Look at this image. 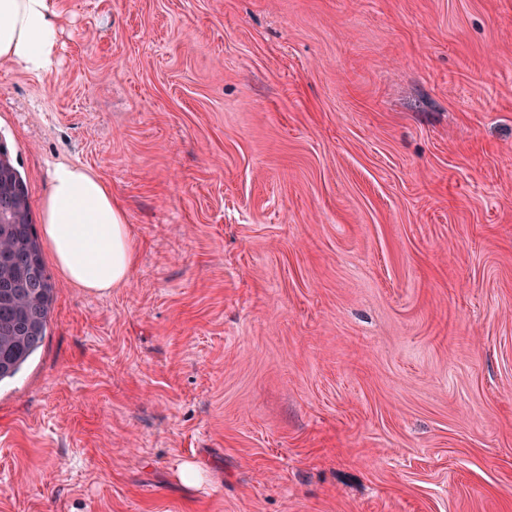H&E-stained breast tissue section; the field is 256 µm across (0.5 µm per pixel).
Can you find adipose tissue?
I'll return each mask as SVG.
<instances>
[{
	"mask_svg": "<svg viewBox=\"0 0 512 512\" xmlns=\"http://www.w3.org/2000/svg\"><path fill=\"white\" fill-rule=\"evenodd\" d=\"M58 0H0V65L35 76L52 72ZM41 204L42 234L63 280L106 296L129 277L136 247L122 207L90 168L53 164Z\"/></svg>",
	"mask_w": 512,
	"mask_h": 512,
	"instance_id": "ef3b65f1",
	"label": "adipose tissue"
}]
</instances>
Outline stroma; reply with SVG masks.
<instances>
[{
	"label": "stroma",
	"mask_w": 512,
	"mask_h": 512,
	"mask_svg": "<svg viewBox=\"0 0 512 512\" xmlns=\"http://www.w3.org/2000/svg\"><path fill=\"white\" fill-rule=\"evenodd\" d=\"M56 24L52 74L0 65V139L32 210L51 163L98 174L137 259L54 275L0 512H512V0Z\"/></svg>",
	"instance_id": "1"
}]
</instances>
